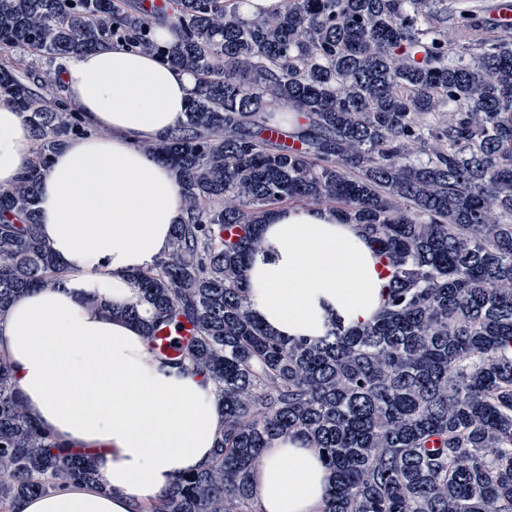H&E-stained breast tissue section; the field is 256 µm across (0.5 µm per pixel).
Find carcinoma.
Here are the masks:
<instances>
[{"label":"carcinoma","instance_id":"1","mask_svg":"<svg viewBox=\"0 0 512 512\" xmlns=\"http://www.w3.org/2000/svg\"><path fill=\"white\" fill-rule=\"evenodd\" d=\"M101 39L196 77L178 129L140 145L178 172L183 217L123 314L166 373L210 380L224 405L207 467L133 512H257L253 470L284 436L324 451L323 512H512L509 33L471 0H283L249 20L232 0H0V96L35 144L0 187V318L64 284L38 180L87 133L58 62ZM273 104L307 116L289 144ZM290 203L333 205L377 246L390 283L372 321L283 337L258 320L244 268L260 218ZM98 480L26 414L0 357V512Z\"/></svg>","mask_w":512,"mask_h":512}]
</instances>
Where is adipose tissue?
<instances>
[{
  "instance_id": "obj_1",
  "label": "adipose tissue",
  "mask_w": 512,
  "mask_h": 512,
  "mask_svg": "<svg viewBox=\"0 0 512 512\" xmlns=\"http://www.w3.org/2000/svg\"><path fill=\"white\" fill-rule=\"evenodd\" d=\"M60 70L88 129L65 142L38 184L39 231L66 283L11 306L0 356L27 413L61 446L88 453L100 483L24 499L14 512H132L207 465L224 428L212 382L165 374L121 314L137 301L134 274L168 251L182 213L174 169L139 145L171 134L196 79L105 39ZM33 157L22 115L0 98V186L19 181ZM258 236L245 278L256 313L279 335H322L331 314L348 325L377 314L389 276L335 209H276ZM329 484L319 450L300 438L273 440L253 473L258 512H321Z\"/></svg>"
}]
</instances>
